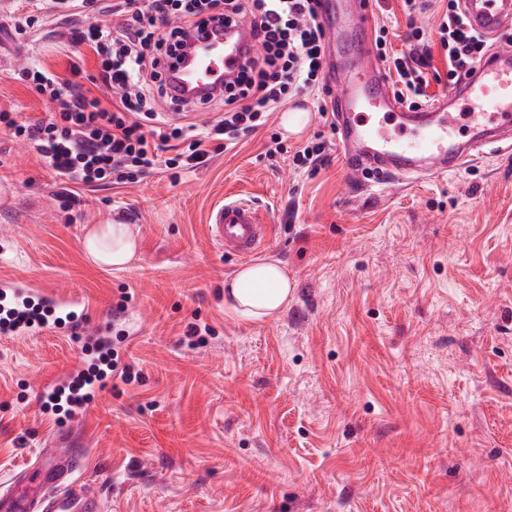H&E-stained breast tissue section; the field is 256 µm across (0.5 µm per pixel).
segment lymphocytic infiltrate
<instances>
[{"label": "lymphocytic infiltrate", "mask_w": 512, "mask_h": 512, "mask_svg": "<svg viewBox=\"0 0 512 512\" xmlns=\"http://www.w3.org/2000/svg\"><path fill=\"white\" fill-rule=\"evenodd\" d=\"M317 0H120L118 25L96 23L73 27L68 35L71 63L61 75L40 65L18 72L37 94L53 105L44 120L19 119L1 112L0 126L17 140L33 143L55 174L75 183L138 182L158 167L194 171L212 154L234 149L264 127L271 114L294 98H312L321 117H328L321 96L326 60ZM409 52L392 50L388 27L375 28L376 55L390 77L396 100L407 108L425 103L429 40L416 18L423 0H402ZM223 15L225 23L251 17L255 50L246 57L235 81L224 86V111L209 124L181 121L158 126L160 110L199 112V103L172 97L161 73L171 43L204 14ZM448 59V79L456 81L482 58L484 37L471 29L457 5L448 0L438 30ZM98 58L96 74L83 64L84 49ZM327 140L314 135L289 151L271 134L268 157L291 154L297 169L317 171L329 156Z\"/></svg>", "instance_id": "1"}]
</instances>
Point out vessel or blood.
Listing matches in <instances>:
<instances>
[{"label":"vessel or blood","mask_w":512,"mask_h":512,"mask_svg":"<svg viewBox=\"0 0 512 512\" xmlns=\"http://www.w3.org/2000/svg\"><path fill=\"white\" fill-rule=\"evenodd\" d=\"M371 4H316L327 49L326 74L336 88V142L354 180L368 172L401 181L442 174L512 134V45L487 53L440 98L406 110L393 97L369 38ZM459 5L470 26L483 36H498L512 26V0H459ZM189 33L197 39L190 58L177 53L163 62L164 77L181 98L234 78L253 49L251 26L243 21L227 25L210 19ZM461 101L470 106L462 128L452 113ZM206 229L211 243L240 262L260 249L267 235L258 209L241 200L212 207ZM30 303L46 316L21 322L14 335L53 332L94 345L108 328L104 319H91L92 305L81 294L28 278L0 281L1 306L20 312ZM89 411V404L71 405V428L52 430L35 463L20 467L8 485L0 486V512H107L103 494L81 479L88 458L74 441L75 429Z\"/></svg>","instance_id":"obj_1"}]
</instances>
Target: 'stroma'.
Masks as SVG:
<instances>
[{
	"instance_id": "1",
	"label": "stroma",
	"mask_w": 512,
	"mask_h": 512,
	"mask_svg": "<svg viewBox=\"0 0 512 512\" xmlns=\"http://www.w3.org/2000/svg\"><path fill=\"white\" fill-rule=\"evenodd\" d=\"M40 21L26 36L17 22ZM82 16L44 0L0 15V108L50 105L14 74L66 73ZM268 127L173 178L79 187L0 131V279L24 276L117 310L135 379L99 389L83 421L84 482L108 512H512V147L490 146L413 183L350 181L338 149L316 175L267 160ZM247 199L268 224L257 258L293 285L275 318L224 305L239 267L210 243L215 203ZM123 213L130 268L101 269L91 225ZM211 329L189 347L188 323ZM75 336L0 337V482L50 425L42 382L76 361Z\"/></svg>"
}]
</instances>
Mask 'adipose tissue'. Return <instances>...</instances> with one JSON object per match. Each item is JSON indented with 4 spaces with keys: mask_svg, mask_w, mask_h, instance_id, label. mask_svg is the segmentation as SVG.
Masks as SVG:
<instances>
[{
    "mask_svg": "<svg viewBox=\"0 0 512 512\" xmlns=\"http://www.w3.org/2000/svg\"><path fill=\"white\" fill-rule=\"evenodd\" d=\"M92 262L122 270L134 260L136 234L127 224L105 223L91 227L83 241ZM291 282L276 259H261L245 265L224 284V304L235 314L253 320L276 316L288 305Z\"/></svg>",
    "mask_w": 512,
    "mask_h": 512,
    "instance_id": "1",
    "label": "adipose tissue"
}]
</instances>
